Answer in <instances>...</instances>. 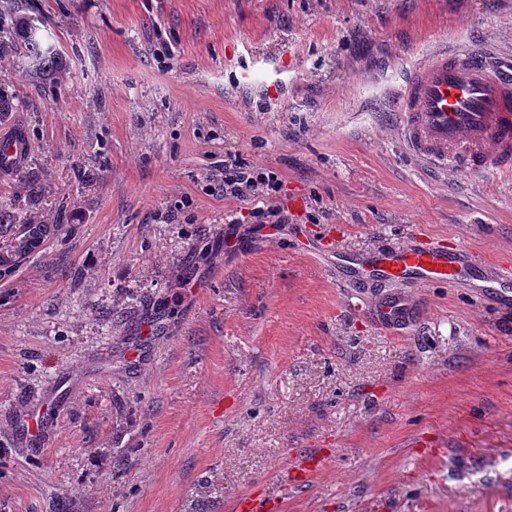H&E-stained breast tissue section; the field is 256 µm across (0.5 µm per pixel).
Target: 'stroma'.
<instances>
[{
	"instance_id": "35a3bbf8",
	"label": "stroma",
	"mask_w": 512,
	"mask_h": 512,
	"mask_svg": "<svg viewBox=\"0 0 512 512\" xmlns=\"http://www.w3.org/2000/svg\"><path fill=\"white\" fill-rule=\"evenodd\" d=\"M22 4L63 67L0 60V134L32 147L0 174V245L49 229L0 266V512H234L269 487L279 512H512V309L418 288L397 336L329 267L418 237L512 264V178L425 169L395 118L434 44L512 60V0ZM228 151L278 174L276 235L225 199Z\"/></svg>"
}]
</instances>
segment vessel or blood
I'll return each mask as SVG.
<instances>
[{
    "mask_svg": "<svg viewBox=\"0 0 512 512\" xmlns=\"http://www.w3.org/2000/svg\"><path fill=\"white\" fill-rule=\"evenodd\" d=\"M406 152L424 166L464 176L512 173V65L488 49L442 46L423 56L398 95ZM343 287L382 284L366 304L395 334L416 319L412 289L434 283L471 288L482 300L512 308V265H487L464 247L387 244L335 256Z\"/></svg>",
    "mask_w": 512,
    "mask_h": 512,
    "instance_id": "1",
    "label": "vessel or blood"
}]
</instances>
